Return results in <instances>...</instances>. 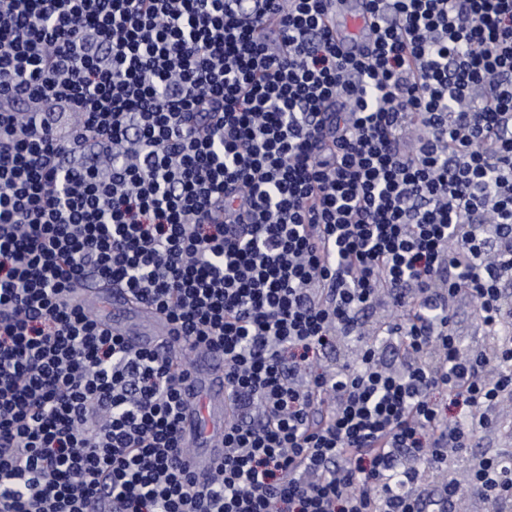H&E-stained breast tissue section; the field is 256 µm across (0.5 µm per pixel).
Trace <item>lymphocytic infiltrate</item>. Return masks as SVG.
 <instances>
[{"label": "lymphocytic infiltrate", "mask_w": 512, "mask_h": 512, "mask_svg": "<svg viewBox=\"0 0 512 512\" xmlns=\"http://www.w3.org/2000/svg\"><path fill=\"white\" fill-rule=\"evenodd\" d=\"M362 4L350 55L324 0H0V512H512L498 455L427 497L512 436V0ZM114 286L175 340L76 299ZM200 349L232 408L205 476ZM97 293L111 308L112 312L101 319L114 336L141 349L155 350L170 342L174 334L172 323L154 311L134 304L126 290L101 288ZM100 299L89 302L95 314L99 312ZM456 331L462 336L465 345L474 347L484 341L482 327L478 322L471 304L461 301L456 307ZM181 396L186 404L181 418L183 439L188 448H196L190 464L196 474L206 475L224 457V425L230 418L223 357L197 353ZM473 448H468V454L462 455L452 469V476L458 481L467 479V461L470 455L479 456L485 452L501 453L505 456L511 453L512 457V444L508 441L501 440L496 436L485 433H478L472 440Z\"/></svg>", "instance_id": "1"}]
</instances>
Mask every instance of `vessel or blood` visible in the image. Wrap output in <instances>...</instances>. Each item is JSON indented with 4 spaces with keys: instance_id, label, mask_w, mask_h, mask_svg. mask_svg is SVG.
Masks as SVG:
<instances>
[{
    "instance_id": "b4317fda",
    "label": "vessel or blood",
    "mask_w": 512,
    "mask_h": 512,
    "mask_svg": "<svg viewBox=\"0 0 512 512\" xmlns=\"http://www.w3.org/2000/svg\"><path fill=\"white\" fill-rule=\"evenodd\" d=\"M360 0L344 4L343 0H326L325 17L331 26H347L352 35L345 41V50L359 52L362 43L355 35L365 27ZM100 299L111 312L103 319L113 335L141 349L166 346L174 327L165 317L134 304L126 290L113 287L99 289ZM181 396L186 404L182 414V434L187 447L193 448L190 459L193 471L210 473L224 456V425L230 418V407L224 382V359L220 354L197 353L191 372L183 383Z\"/></svg>"
}]
</instances>
